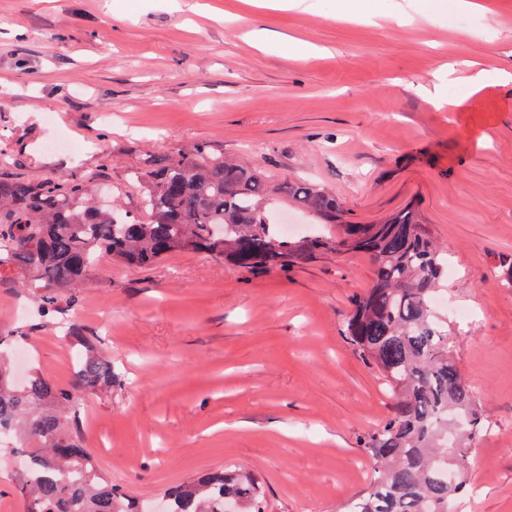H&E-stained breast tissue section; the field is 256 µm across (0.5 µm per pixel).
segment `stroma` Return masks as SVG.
I'll return each mask as SVG.
<instances>
[{
  "mask_svg": "<svg viewBox=\"0 0 512 512\" xmlns=\"http://www.w3.org/2000/svg\"><path fill=\"white\" fill-rule=\"evenodd\" d=\"M482 3L0 0V173L62 178L107 156L130 207L145 158L202 145L271 185L318 184L345 223L412 209L448 252V339L487 426L464 512H512V288L495 276L512 255V0ZM61 135L75 153L45 150ZM372 280L347 252L263 273L197 253L102 261L73 317L124 381L87 395V448L144 501L229 465L264 478L267 512H341L395 405L344 335ZM33 309L0 283V334L69 384L72 346Z\"/></svg>",
  "mask_w": 512,
  "mask_h": 512,
  "instance_id": "1",
  "label": "stroma"
}]
</instances>
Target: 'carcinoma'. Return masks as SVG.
Returning <instances> with one entry per match:
<instances>
[{"mask_svg":"<svg viewBox=\"0 0 512 512\" xmlns=\"http://www.w3.org/2000/svg\"><path fill=\"white\" fill-rule=\"evenodd\" d=\"M135 209L99 203L112 186L84 173L25 180L0 176V282L14 281L38 303L46 324L67 325L80 347L73 382L34 371L20 383L0 354V435L12 434L27 465L15 474L25 512H149L112 483L85 448L83 390L120 384L96 336L68 312L77 288L106 258L150 269L176 252L205 253L266 271L331 250L369 256L372 284L352 298L345 336L378 371L398 402L365 448L374 463L367 489L344 512H450L470 493L467 448L484 429L473 389L460 377L436 300L448 254L411 210L373 224H347L343 236L288 235L270 223L273 189L263 172L201 146L149 157L130 172ZM295 208L336 223L341 203L308 182L279 187ZM265 490L249 471L221 469L163 491L164 512H265Z\"/></svg>","mask_w":512,"mask_h":512,"instance_id":"obj_1","label":"carcinoma"}]
</instances>
